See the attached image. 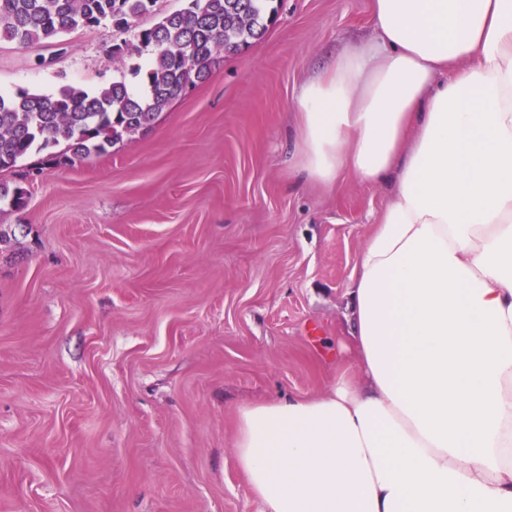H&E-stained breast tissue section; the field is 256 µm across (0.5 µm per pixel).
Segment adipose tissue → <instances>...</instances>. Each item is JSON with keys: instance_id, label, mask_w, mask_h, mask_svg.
I'll return each instance as SVG.
<instances>
[{"instance_id": "1", "label": "adipose tissue", "mask_w": 512, "mask_h": 512, "mask_svg": "<svg viewBox=\"0 0 512 512\" xmlns=\"http://www.w3.org/2000/svg\"><path fill=\"white\" fill-rule=\"evenodd\" d=\"M303 89L302 166L393 179L348 293L359 376L243 407L262 512H512V0H373Z\"/></svg>"}]
</instances>
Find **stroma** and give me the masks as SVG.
Returning a JSON list of instances; mask_svg holds the SVG:
<instances>
[{"label":"stroma","instance_id":"stroma-1","mask_svg":"<svg viewBox=\"0 0 512 512\" xmlns=\"http://www.w3.org/2000/svg\"><path fill=\"white\" fill-rule=\"evenodd\" d=\"M372 0H280L151 130L0 179V512H258L243 406L324 394L351 351L348 286L392 194L301 167L298 98L372 40ZM111 24L0 39V91L118 78ZM28 194L24 187L18 184L0 182V204L15 209H22L27 205Z\"/></svg>","mask_w":512,"mask_h":512}]
</instances>
